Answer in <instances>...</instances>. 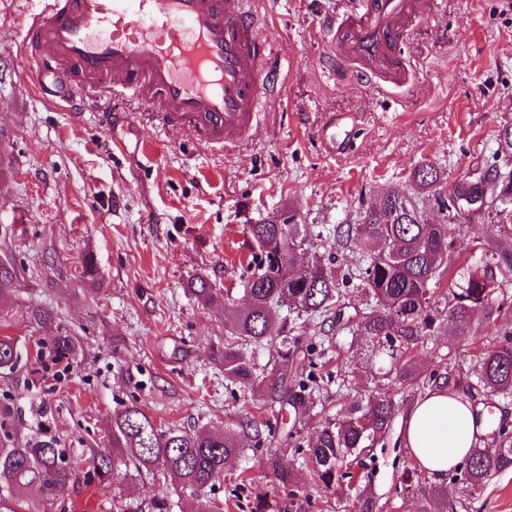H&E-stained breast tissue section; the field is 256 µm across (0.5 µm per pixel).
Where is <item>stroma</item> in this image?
I'll return each mask as SVG.
<instances>
[{"instance_id": "stroma-1", "label": "stroma", "mask_w": 512, "mask_h": 512, "mask_svg": "<svg viewBox=\"0 0 512 512\" xmlns=\"http://www.w3.org/2000/svg\"><path fill=\"white\" fill-rule=\"evenodd\" d=\"M260 31L280 65V96L244 141L217 148L164 125L135 97L119 102L135 127L110 131L98 122L103 105L78 110L41 93L24 55L26 29L19 9L0 10V261L17 272L14 303L0 334L28 348L70 333L82 351L62 380L41 366L21 363L0 375V404L14 411L13 436L25 442L49 429L67 448L80 478L53 505L38 512H116L115 502H183L187 512H250L255 499L286 512H344L339 496L295 460L288 484L265 466L270 442L243 436L224 479L205 496L177 492L163 476L88 480L91 452L111 445L112 415L136 405L170 429L236 426L244 417L266 421L272 432L297 428L301 446L314 441L325 420L345 406L396 391L394 374L368 358L360 337L342 325L289 314L287 343L252 350L267 384L282 346L303 355L322 388L301 423L292 409H262L260 395L227 382L217 355L224 347L223 301L201 304L190 290L203 278L232 292L243 306L252 252L246 227L279 214L307 230L300 261L319 256L342 281L344 314L363 308L367 295L355 274L362 256L336 242V227L359 223L365 206L397 188L425 218L445 215L413 173L430 164L448 183L460 178L497 189L488 169L512 171V153L498 133L512 125V0H429L403 46L412 67L409 84L377 89L350 80L337 84L322 62L333 44L327 25L344 0H253ZM353 114V146L330 156L319 130L329 115ZM456 270L482 266L498 255L512 268V218L495 206L458 219ZM95 283L80 281L84 258ZM38 305L52 321L31 323ZM504 327H487L475 314L470 336L443 323L419 349L422 373H471L483 353L500 343ZM361 483L374 512H413L401 475L414 460L404 442V420L363 456ZM457 512H512V471L478 492L447 481Z\"/></svg>"}]
</instances>
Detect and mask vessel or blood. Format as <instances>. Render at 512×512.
<instances>
[{
  "instance_id": "1",
  "label": "vessel or blood",
  "mask_w": 512,
  "mask_h": 512,
  "mask_svg": "<svg viewBox=\"0 0 512 512\" xmlns=\"http://www.w3.org/2000/svg\"><path fill=\"white\" fill-rule=\"evenodd\" d=\"M28 58L66 101L135 95L164 123L203 141L246 137L260 108L279 94L275 56L248 0H35ZM424 0H348L336 25V72L401 85L400 44ZM331 154L346 153L351 132L329 118L321 129Z\"/></svg>"
}]
</instances>
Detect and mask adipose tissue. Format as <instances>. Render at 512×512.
<instances>
[{
    "label": "adipose tissue",
    "instance_id": "adipose-tissue-1",
    "mask_svg": "<svg viewBox=\"0 0 512 512\" xmlns=\"http://www.w3.org/2000/svg\"><path fill=\"white\" fill-rule=\"evenodd\" d=\"M470 402L442 388L417 399L406 415V446L427 477L438 484L478 444Z\"/></svg>",
    "mask_w": 512,
    "mask_h": 512
}]
</instances>
